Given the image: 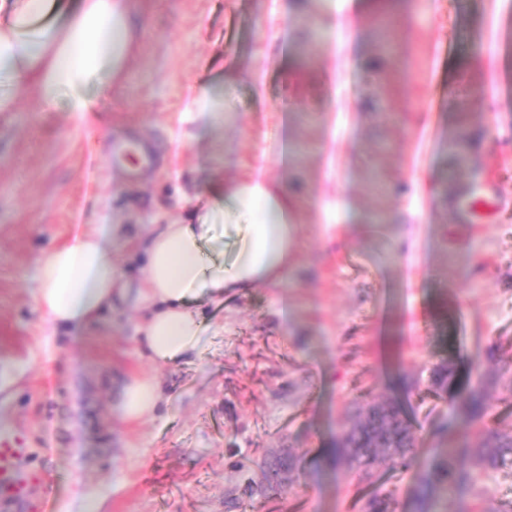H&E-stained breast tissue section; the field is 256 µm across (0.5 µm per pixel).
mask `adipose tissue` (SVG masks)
Segmentation results:
<instances>
[{"mask_svg":"<svg viewBox=\"0 0 512 512\" xmlns=\"http://www.w3.org/2000/svg\"><path fill=\"white\" fill-rule=\"evenodd\" d=\"M59 4L0 0V78L10 85L0 90V112L14 111V91L26 87L45 107L61 102L85 114L94 109L86 93L91 80L105 89L124 82L138 45L133 20L142 14L140 0H80L61 21L50 22ZM200 198L223 201L225 216L243 219V234L229 259L214 262L202 252L210 225L151 228L142 243L146 264L138 290L149 315L138 328V344L154 361L173 363L195 350L203 322L190 297L219 301L225 292L259 283L284 288L295 265L297 202L287 180H269L259 170L230 182L215 174ZM122 232V225L101 224L41 256L35 305L54 331L89 330L124 295L112 262V240ZM163 399L158 379L139 375L125 383L117 408L135 422L154 415Z\"/></svg>","mask_w":512,"mask_h":512,"instance_id":"1","label":"adipose tissue"}]
</instances>
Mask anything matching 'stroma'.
<instances>
[{"label":"stroma","instance_id":"1","mask_svg":"<svg viewBox=\"0 0 512 512\" xmlns=\"http://www.w3.org/2000/svg\"><path fill=\"white\" fill-rule=\"evenodd\" d=\"M143 4L124 83L88 88L95 112H44L22 93L0 114V428L39 449L45 512L90 499L98 512H361L377 490L413 512V472L375 464V487L329 450L375 403L408 412L424 455L447 447L435 427L454 405L430 389L444 361L462 378L480 370L488 392L456 448L512 430V0ZM194 81L224 99L202 130L187 113ZM462 134L458 158L449 142ZM123 140L153 165L114 164ZM252 167L302 201L295 271L288 288L203 303L191 355L141 356L132 294L66 339L36 311L41 255L97 224L123 225L112 261L133 283L153 224H210L203 254L223 259L236 231L222 204L194 196L211 170ZM475 183L500 191L493 223L454 216ZM136 374L157 376L167 403L129 424L116 404ZM449 500L493 512L512 500V466Z\"/></svg>","mask_w":512,"mask_h":512}]
</instances>
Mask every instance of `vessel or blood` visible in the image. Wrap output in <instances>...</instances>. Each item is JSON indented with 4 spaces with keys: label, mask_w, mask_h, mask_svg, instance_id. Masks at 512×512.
<instances>
[{
    "label": "vessel or blood",
    "mask_w": 512,
    "mask_h": 512,
    "mask_svg": "<svg viewBox=\"0 0 512 512\" xmlns=\"http://www.w3.org/2000/svg\"><path fill=\"white\" fill-rule=\"evenodd\" d=\"M499 199L494 186L473 185L458 198V211L465 223L486 224ZM31 455V449L18 444L14 431L0 429V512L29 505L33 490L41 481L40 474L25 465Z\"/></svg>",
    "instance_id": "vessel-or-blood-1"
}]
</instances>
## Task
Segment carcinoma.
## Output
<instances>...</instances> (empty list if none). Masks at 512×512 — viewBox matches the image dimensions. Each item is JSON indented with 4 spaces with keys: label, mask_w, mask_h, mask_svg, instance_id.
Wrapping results in <instances>:
<instances>
[{
    "label": "carcinoma",
    "mask_w": 512,
    "mask_h": 512,
    "mask_svg": "<svg viewBox=\"0 0 512 512\" xmlns=\"http://www.w3.org/2000/svg\"><path fill=\"white\" fill-rule=\"evenodd\" d=\"M456 367L450 362L438 366L431 377V387L442 396L455 383ZM483 378L468 384L465 392L451 395L458 404L448 420L438 426L445 436H452L459 417L481 418L485 411ZM336 463H344L363 479L372 476V465L383 459L393 470L417 471L412 489L415 512H437L441 492L451 486L462 487L477 482L491 471L512 464V432H489L475 446L466 449V460H459L456 449L439 448L427 459L418 458L410 426L402 411L390 403L374 404L358 413L350 427L332 449ZM391 499L374 493L367 498L362 512H391Z\"/></svg>",
    "instance_id": "obj_1"
}]
</instances>
